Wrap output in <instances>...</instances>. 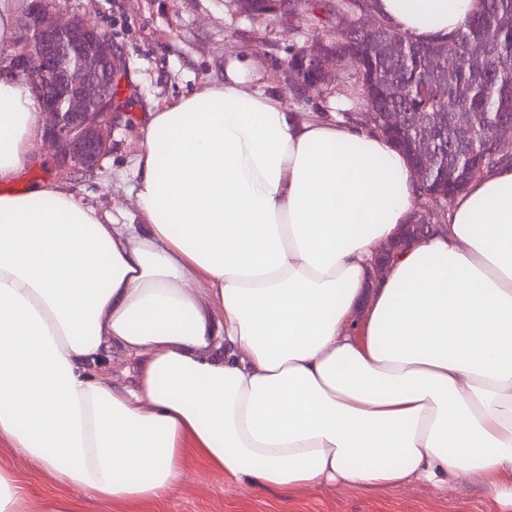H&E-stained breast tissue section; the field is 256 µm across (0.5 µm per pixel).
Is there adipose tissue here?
<instances>
[{"label":"adipose tissue","mask_w":512,"mask_h":512,"mask_svg":"<svg viewBox=\"0 0 512 512\" xmlns=\"http://www.w3.org/2000/svg\"><path fill=\"white\" fill-rule=\"evenodd\" d=\"M477 8L370 4L421 43ZM40 127L0 80V183ZM136 168L129 224L62 181L0 193V442L71 490L47 512H140L190 459L254 493L469 479L512 503V164L378 280L415 213L407 157L267 95L251 61L146 113Z\"/></svg>","instance_id":"1"}]
</instances>
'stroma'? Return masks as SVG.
Returning a JSON list of instances; mask_svg holds the SVG:
<instances>
[{"label": "stroma", "instance_id": "35a3bbf8", "mask_svg": "<svg viewBox=\"0 0 512 512\" xmlns=\"http://www.w3.org/2000/svg\"><path fill=\"white\" fill-rule=\"evenodd\" d=\"M68 15L97 22L123 59V116L112 126V152L91 179H70L84 201L110 212L125 224L135 211L130 188L135 181L141 118L201 85L223 81L230 60L247 57L262 69L264 89L288 105L324 117L336 87L302 95L286 90L279 65L289 50L312 37L334 40L332 29H314L307 13L293 28L278 17L259 20L240 14L232 0H69ZM0 469L19 477L35 476L47 498L68 494L47 468L26 461L8 443H0ZM487 491L460 481L449 493L413 484L382 491L344 485L274 488L249 495L228 491L222 476L189 461L168 497L141 512H492Z\"/></svg>", "mask_w": 512, "mask_h": 512}]
</instances>
